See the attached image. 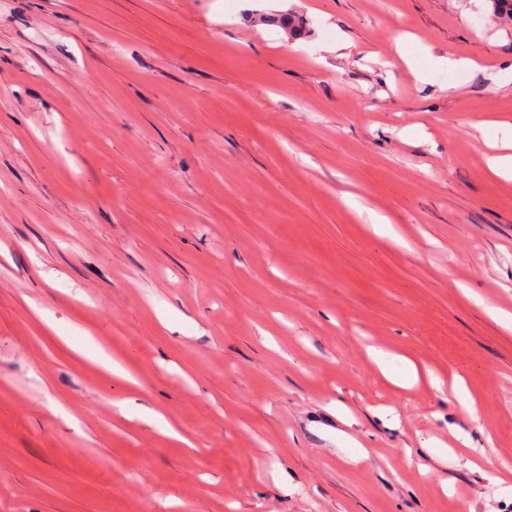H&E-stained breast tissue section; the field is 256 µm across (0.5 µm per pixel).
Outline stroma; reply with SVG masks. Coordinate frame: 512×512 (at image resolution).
I'll use <instances>...</instances> for the list:
<instances>
[{
	"instance_id": "35a3bbf8",
	"label": "stroma",
	"mask_w": 512,
	"mask_h": 512,
	"mask_svg": "<svg viewBox=\"0 0 512 512\" xmlns=\"http://www.w3.org/2000/svg\"><path fill=\"white\" fill-rule=\"evenodd\" d=\"M511 68L486 0H0V512H512ZM501 148L505 152L491 156L488 160L489 168L499 177L512 179V132L510 136L502 138ZM85 340L81 344H73L69 337L66 336L65 341L75 351L87 356L115 376L128 377L125 368L112 358V355L104 348L99 346L92 336L85 334Z\"/></svg>"
}]
</instances>
